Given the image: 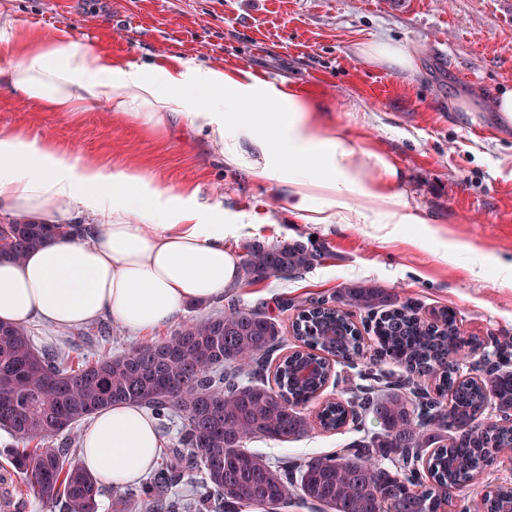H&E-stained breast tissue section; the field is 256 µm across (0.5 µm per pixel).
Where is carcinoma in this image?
<instances>
[{"mask_svg":"<svg viewBox=\"0 0 512 512\" xmlns=\"http://www.w3.org/2000/svg\"><path fill=\"white\" fill-rule=\"evenodd\" d=\"M54 233L61 228L14 218L0 227V258L20 262ZM323 256L300 240L254 242L241 269L245 280L256 282L304 272ZM357 312L369 315L378 347L346 406L354 427H363L370 414L378 429L332 453L300 459L271 460L244 448L254 438L288 442L309 431L302 405L329 380L330 358L361 353L363 333L352 320ZM292 330L304 349L278 361L271 387L263 372L283 343L277 323L235 304L187 322L160 343L77 363L56 348L36 349L25 327L0 323V427L19 444L11 449L14 463L39 500L63 501L66 512H97L102 488L76 461L66 433L114 403L140 404L159 420H182L169 457L138 494L144 512H238L248 503L278 512L294 499L334 512H441L471 479L473 461L491 464L501 449L512 448V431L476 422L491 403L512 408V373L492 371L485 389L463 378L448 354L473 352L482 343L462 338L448 310L424 321L383 289L353 284L300 310ZM388 361L409 376L386 380ZM421 375L451 393L448 406L420 388L407 395ZM343 414L336 404L326 406L323 428L343 426ZM425 448L433 452L421 469ZM200 465L201 486L170 495ZM511 502L512 487L501 486L483 497L482 512H500Z\"/></svg>","mask_w":512,"mask_h":512,"instance_id":"1","label":"carcinoma"}]
</instances>
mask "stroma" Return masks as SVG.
Returning <instances> with one entry per match:
<instances>
[{
  "label": "stroma",
  "mask_w": 512,
  "mask_h": 512,
  "mask_svg": "<svg viewBox=\"0 0 512 512\" xmlns=\"http://www.w3.org/2000/svg\"><path fill=\"white\" fill-rule=\"evenodd\" d=\"M22 27L39 38L63 36L110 56L117 68L149 65L172 73L241 69L266 84L324 102L328 127L359 147L389 154L402 172L405 202L432 224H299L288 213V188L254 171L226 167L204 136L184 121L153 130L102 104L79 114L49 112L0 91V131L48 139L81 162L107 160L140 170L168 194L197 190L224 211V243L243 253L260 241L314 240L323 261L306 272L228 289L223 299L188 306L172 323L138 337L113 328L81 336L38 321L27 329L36 347H61L91 360L163 341L192 319L231 304L266 312L282 331L281 355L295 350V310L286 299L332 296L370 282L422 319L452 311L463 336L483 338L464 358L463 376L512 371V132L489 125L491 102L512 86V0H0V65L20 56L5 39ZM402 44L418 62L399 75L366 62L360 45ZM471 100L456 112L452 102ZM376 347L366 334L354 362H336L320 399L304 413L312 425L289 442L252 439L249 450L273 459L336 451L357 440L347 425L324 430L315 416L327 400L349 398ZM0 429V489L11 488L24 512H62L35 498L8 453Z\"/></svg>",
  "instance_id": "1"
}]
</instances>
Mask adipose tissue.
Masks as SVG:
<instances>
[{"label": "adipose tissue", "instance_id": "adipose-tissue-1", "mask_svg": "<svg viewBox=\"0 0 512 512\" xmlns=\"http://www.w3.org/2000/svg\"><path fill=\"white\" fill-rule=\"evenodd\" d=\"M9 39L21 59L0 67V91L61 110L109 103L154 129L185 120L205 132L226 166L288 184L289 207L303 223L432 221L404 201L392 158L327 129L319 103L267 93L242 71L121 69L88 44L22 29ZM0 210L51 226L90 219L80 233L52 235L24 261L0 259L4 324L106 319L141 335L174 321L188 303L223 297L240 276V260L224 244L223 211L196 191L163 194L137 171L79 163L37 135L0 132ZM162 452L155 419L131 404L95 412L80 438L83 468L111 488L138 484Z\"/></svg>", "mask_w": 512, "mask_h": 512}]
</instances>
